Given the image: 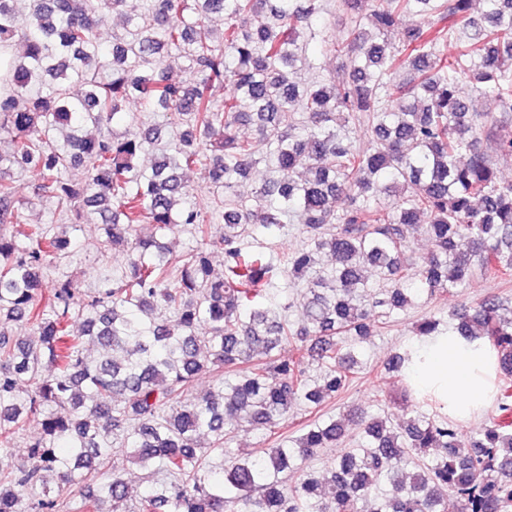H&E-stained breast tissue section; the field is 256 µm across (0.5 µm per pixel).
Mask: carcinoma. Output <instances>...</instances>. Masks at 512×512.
Masks as SVG:
<instances>
[{
    "label": "carcinoma",
    "instance_id": "cac0c4a2",
    "mask_svg": "<svg viewBox=\"0 0 512 512\" xmlns=\"http://www.w3.org/2000/svg\"><path fill=\"white\" fill-rule=\"evenodd\" d=\"M16 4L0 0V46L24 42L0 75V162L33 174L60 220L95 216L126 267L93 293L68 277L43 292V272L72 244L28 222L0 170V224L13 225L0 231V512H448L450 502L453 512H512L502 297L455 309L449 330L434 316L418 326L496 353L495 414L469 440L441 403L397 426L374 416L360 447L292 481L295 463L335 447L344 424L313 418L294 441L279 434L298 401L317 408L348 389L360 344L419 297L456 293L476 272L512 279V181L495 166L512 156V129L478 111L489 97L512 112V0H483L478 14L474 0H336L349 16L339 41L315 23L328 0H155L140 21L127 16L131 38L110 44L101 28L127 0H30L23 21ZM401 25L395 45L387 34ZM311 42L347 58L348 79L297 80ZM168 52L186 55L188 80L139 73L137 62ZM131 99L174 115L175 131L109 130ZM246 124L255 136H238ZM350 124L365 128L364 146ZM162 140L155 164L140 167L139 153ZM267 159L288 179H265L250 204L242 183ZM197 167L211 176L206 216L187 201ZM297 221L308 234L300 249L247 242L251 227ZM181 226L197 246L175 255L154 240ZM418 232L431 250L416 259ZM325 251L327 276L316 271ZM370 269L385 287L367 300ZM290 276L306 294L299 325L289 304L268 303ZM10 322L30 335L9 333ZM203 372L216 387L195 396ZM226 418L265 428L273 447L231 454ZM32 421L42 433L18 464L12 448ZM215 455L228 459L215 465ZM126 462L165 480L131 502Z\"/></svg>",
    "mask_w": 512,
    "mask_h": 512
}]
</instances>
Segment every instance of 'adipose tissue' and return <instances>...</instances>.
<instances>
[{
  "instance_id": "ef3b65f1",
  "label": "adipose tissue",
  "mask_w": 512,
  "mask_h": 512,
  "mask_svg": "<svg viewBox=\"0 0 512 512\" xmlns=\"http://www.w3.org/2000/svg\"><path fill=\"white\" fill-rule=\"evenodd\" d=\"M495 365L488 346L451 332L418 346L408 379L416 390L441 398L449 415L467 419L490 403Z\"/></svg>"
}]
</instances>
